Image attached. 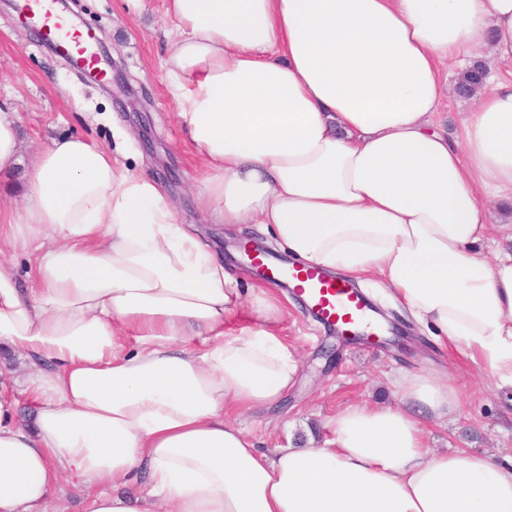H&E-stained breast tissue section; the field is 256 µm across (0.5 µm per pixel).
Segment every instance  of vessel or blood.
<instances>
[{"label": "vessel or blood", "instance_id": "obj_1", "mask_svg": "<svg viewBox=\"0 0 512 512\" xmlns=\"http://www.w3.org/2000/svg\"><path fill=\"white\" fill-rule=\"evenodd\" d=\"M16 12L22 22L54 40L85 69H96L94 37L66 24L56 12L55 0H17ZM260 265L266 279L288 281L295 295L324 321L335 324L344 333H364L370 312L349 280L329 276L314 265L282 266L266 258L261 259Z\"/></svg>", "mask_w": 512, "mask_h": 512}]
</instances>
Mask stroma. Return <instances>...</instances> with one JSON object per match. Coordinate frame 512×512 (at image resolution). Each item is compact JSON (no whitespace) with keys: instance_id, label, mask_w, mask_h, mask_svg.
Returning a JSON list of instances; mask_svg holds the SVG:
<instances>
[{"instance_id":"1","label":"stroma","mask_w":512,"mask_h":512,"mask_svg":"<svg viewBox=\"0 0 512 512\" xmlns=\"http://www.w3.org/2000/svg\"><path fill=\"white\" fill-rule=\"evenodd\" d=\"M73 10L83 28L107 44L145 111L137 117L123 112L111 80L69 68L5 0L0 5V110L17 120L21 148L17 164L0 172V208L19 207L39 150L57 137L80 135L117 155L131 172L157 178L176 202L178 222L195 225L223 251L241 278L243 294L266 286L279 290V283L255 277L236 247L241 239L268 243V236L254 225L239 232L206 222L191 188L200 162L177 120L164 79L165 0H77ZM361 290L409 325L411 340L386 348L339 343L300 299H293L275 328L299 362L297 381L279 406L239 417L257 449L269 454L290 445L321 443L332 436L330 420L352 402L402 405L393 379L409 372L433 373L460 389L448 417L426 425L432 450H466L499 462L511 458L512 388L497 387L462 348L436 345L423 325L371 284H362Z\"/></svg>"}]
</instances>
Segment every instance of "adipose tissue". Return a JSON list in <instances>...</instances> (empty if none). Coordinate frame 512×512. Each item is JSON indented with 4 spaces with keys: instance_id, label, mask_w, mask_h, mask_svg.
<instances>
[{
    "instance_id": "obj_1",
    "label": "adipose tissue",
    "mask_w": 512,
    "mask_h": 512,
    "mask_svg": "<svg viewBox=\"0 0 512 512\" xmlns=\"http://www.w3.org/2000/svg\"><path fill=\"white\" fill-rule=\"evenodd\" d=\"M166 15L207 220L374 284L512 385V78L460 135L434 124L449 71L487 48L512 63V0H166ZM247 304L255 324L226 332ZM281 314L244 298L153 179L53 141L0 212V346L27 360L34 412L25 426L0 401V512H47L67 480L86 512H512V463L429 449L424 418L459 401L434 374L397 379L407 406H346L322 445L260 453L231 414L293 387Z\"/></svg>"
}]
</instances>
